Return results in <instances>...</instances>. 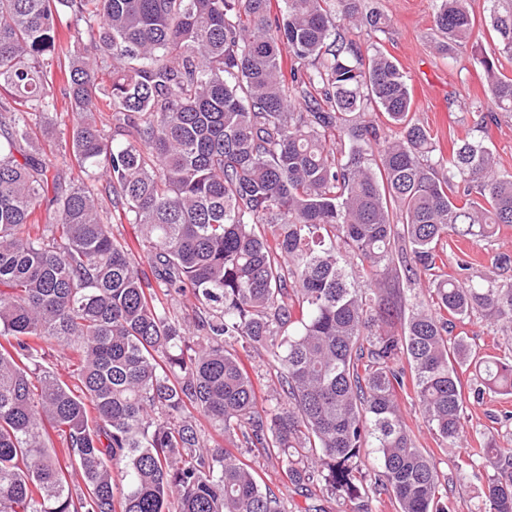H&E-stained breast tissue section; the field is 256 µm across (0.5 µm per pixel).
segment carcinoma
Segmentation results:
<instances>
[{
    "label": "carcinoma",
    "mask_w": 512,
    "mask_h": 512,
    "mask_svg": "<svg viewBox=\"0 0 512 512\" xmlns=\"http://www.w3.org/2000/svg\"><path fill=\"white\" fill-rule=\"evenodd\" d=\"M362 2L0 0V512H288L255 458L326 495L304 512H369L382 494L399 512H451L399 396L412 383L425 425L458 449L457 368L474 367L476 400L512 395V357L451 335L476 314L512 329V283L475 280L467 260L459 279L438 274L443 239L512 224V174L483 138L436 152L373 42L389 19ZM488 3L476 111L493 120L512 112L497 67L512 62V0ZM353 28L360 39L340 33ZM432 30L448 55L481 37L467 0H437ZM61 99L86 183L63 185L64 163L33 139L53 134ZM101 178L133 245L112 233ZM354 262L429 288L404 312L386 288L353 287ZM158 289L193 295L194 332ZM53 347L77 356L74 383L41 367ZM259 350L277 367L262 410L245 365ZM196 412L228 445L204 441ZM466 456L492 468L476 512H512V448Z\"/></svg>",
    "instance_id": "obj_1"
}]
</instances>
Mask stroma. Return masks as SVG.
<instances>
[{
  "instance_id": "35a3bbf8",
  "label": "stroma",
  "mask_w": 512,
  "mask_h": 512,
  "mask_svg": "<svg viewBox=\"0 0 512 512\" xmlns=\"http://www.w3.org/2000/svg\"><path fill=\"white\" fill-rule=\"evenodd\" d=\"M366 8L388 15L391 24L380 42L404 69L412 88L416 118L428 128L440 146L450 139L473 135L475 103L486 98L483 70L476 66L473 51L450 59L439 55L432 41L435 0H365ZM471 258L479 275L501 282L512 281V224L501 225L492 242H474L448 237L444 270L455 274L461 258ZM406 424L417 437V445L431 455L439 469L448 475L453 491L455 512H472L481 493L478 480L460 479L455 463L457 453L443 451L436 436L422 424V417L411 396L401 395ZM512 412V396L485 395L482 401L467 405V432L470 442L491 439L502 448H512V420L501 421L504 412Z\"/></svg>"
}]
</instances>
